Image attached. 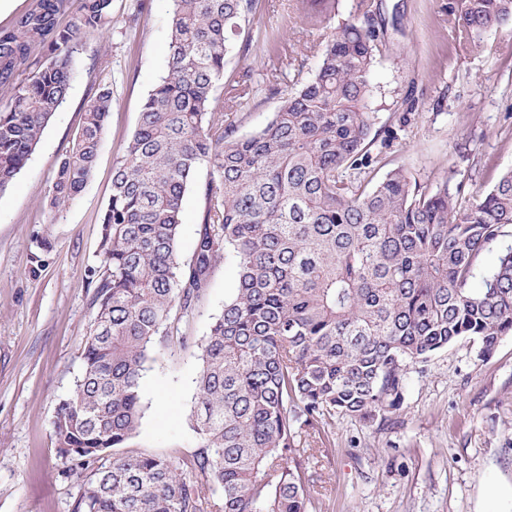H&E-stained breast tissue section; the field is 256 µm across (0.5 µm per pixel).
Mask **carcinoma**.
<instances>
[{"mask_svg":"<svg viewBox=\"0 0 512 512\" xmlns=\"http://www.w3.org/2000/svg\"><path fill=\"white\" fill-rule=\"evenodd\" d=\"M73 2L32 0L0 30V193L66 99L77 45L112 27L113 0ZM170 2L167 72L114 164L100 218L97 315L82 374L56 410L58 453L90 471L75 512H312L302 433L320 437L338 415L382 424L403 404L410 367L461 338L485 358L512 335V245L476 274L479 254L512 225V170L468 198L446 179L427 190L402 168L370 186L351 177L372 164L370 76L386 48L367 0L361 21L305 17L324 43L313 77L240 136L214 92L255 0ZM448 17L479 48L512 19V0L450 2ZM111 109L100 84L52 207L91 178ZM202 165V228L183 261V200ZM223 258L238 282L197 345V451L172 460L135 450L150 354L187 346L182 325Z\"/></svg>","mask_w":512,"mask_h":512,"instance_id":"obj_1","label":"carcinoma"}]
</instances>
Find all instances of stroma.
I'll return each instance as SVG.
<instances>
[{"label":"stroma","mask_w":512,"mask_h":512,"mask_svg":"<svg viewBox=\"0 0 512 512\" xmlns=\"http://www.w3.org/2000/svg\"><path fill=\"white\" fill-rule=\"evenodd\" d=\"M360 0H257L253 40L235 37L215 91L241 135L264 127L279 95L293 90L286 56L311 76L322 52L303 31L304 14L333 22L358 15ZM387 44L371 74L374 159L368 177L401 167L421 185L440 180L464 194L492 188L512 168V21L489 32L480 50L456 39L448 0H371ZM169 0H113L109 32L83 39L69 94L13 184L0 193V512H72L86 478L56 452L59 401L83 365L95 311L91 275L99 265L100 216L112 193L116 158L148 93L166 69ZM112 88V110L91 179L79 196L51 208L58 166L72 147L97 84ZM412 98L416 112L401 103ZM394 140H387V133ZM200 168L185 193L178 239L190 259L202 224ZM231 261L216 266L188 347L159 355L141 380L145 414L137 448L175 457L196 445L189 415L199 369L196 345L236 286ZM324 454L312 462L315 512H512V336L488 358L460 339L411 367L404 402L384 427L336 416Z\"/></svg>","instance_id":"1"}]
</instances>
